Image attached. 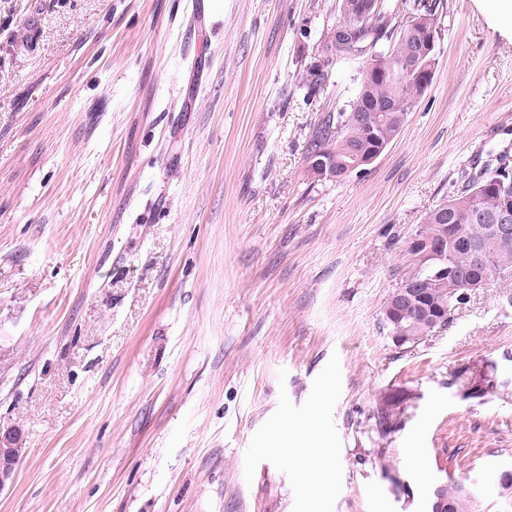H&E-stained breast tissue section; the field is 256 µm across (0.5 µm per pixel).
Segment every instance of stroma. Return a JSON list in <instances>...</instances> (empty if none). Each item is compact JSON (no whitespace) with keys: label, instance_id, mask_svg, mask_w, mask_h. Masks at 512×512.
I'll list each match as a JSON object with an SVG mask.
<instances>
[{"label":"stroma","instance_id":"1","mask_svg":"<svg viewBox=\"0 0 512 512\" xmlns=\"http://www.w3.org/2000/svg\"><path fill=\"white\" fill-rule=\"evenodd\" d=\"M0 0V512H512V276L395 345L405 243L462 170L512 154V14L440 0L433 79L340 181L337 0ZM401 401L387 424L386 393ZM328 449L313 498L285 446ZM418 449V460L409 452ZM20 438V433L15 429L0 430V491L14 481L22 452ZM440 492L441 496L448 497L456 506L455 512H472L473 510V491L470 486L464 483H456L452 486L438 485L435 491Z\"/></svg>","mask_w":512,"mask_h":512}]
</instances>
